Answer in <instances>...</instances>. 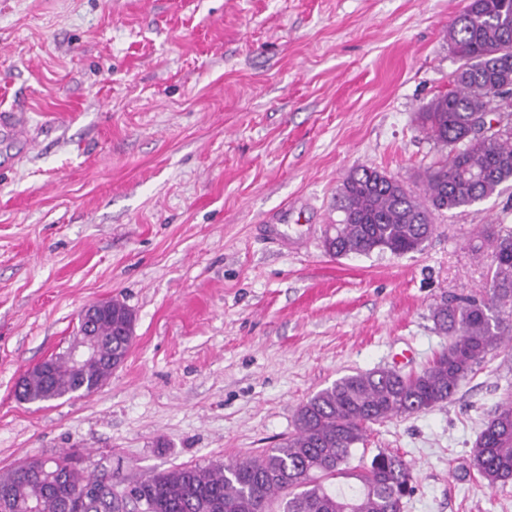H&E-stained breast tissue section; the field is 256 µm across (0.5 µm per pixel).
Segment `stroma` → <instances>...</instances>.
<instances>
[{"mask_svg": "<svg viewBox=\"0 0 512 512\" xmlns=\"http://www.w3.org/2000/svg\"><path fill=\"white\" fill-rule=\"evenodd\" d=\"M465 0H0V471L76 453L132 484L276 447L336 379L421 371L431 309L486 293V231L512 182L436 214L421 251L333 257L342 181L414 192L439 155L416 114L447 93ZM132 311L125 361L88 396L18 402L90 303ZM512 392V342L448 402L369 431L413 466L402 512H512L474 443Z\"/></svg>", "mask_w": 512, "mask_h": 512, "instance_id": "obj_1", "label": "stroma"}]
</instances>
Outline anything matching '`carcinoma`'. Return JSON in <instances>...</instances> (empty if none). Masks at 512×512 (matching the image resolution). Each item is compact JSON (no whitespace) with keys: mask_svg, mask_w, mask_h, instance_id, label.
Returning <instances> with one entry per match:
<instances>
[{"mask_svg":"<svg viewBox=\"0 0 512 512\" xmlns=\"http://www.w3.org/2000/svg\"><path fill=\"white\" fill-rule=\"evenodd\" d=\"M448 44L460 62L453 88L417 116L426 137L446 150L424 171V196L376 168L349 172L338 197L343 219L325 237L327 253L417 252L435 230L434 213L471 206L512 182V104L502 91L512 88V0H467L448 26ZM485 245L490 288L433 307L434 325L450 342L425 368L408 374L378 368L337 379L298 409L293 432L278 447L138 481L141 512H273L274 505L278 512H399L413 480L401 456L381 451L368 464L350 468L348 462L372 426L450 400L512 328V230L487 235ZM97 331L114 363L91 362L76 371L59 358L49 373L22 378L18 400H42L51 389L88 395L99 389L123 361L132 336L120 335L109 319L100 320ZM49 460L39 479L23 477L17 466L0 474V496L12 498L17 512H64L88 480L70 467V455ZM471 462L490 488L512 481L511 393L478 436ZM340 477L349 483H336Z\"/></svg>","mask_w":512,"mask_h":512,"instance_id":"carcinoma-1","label":"carcinoma"}]
</instances>
